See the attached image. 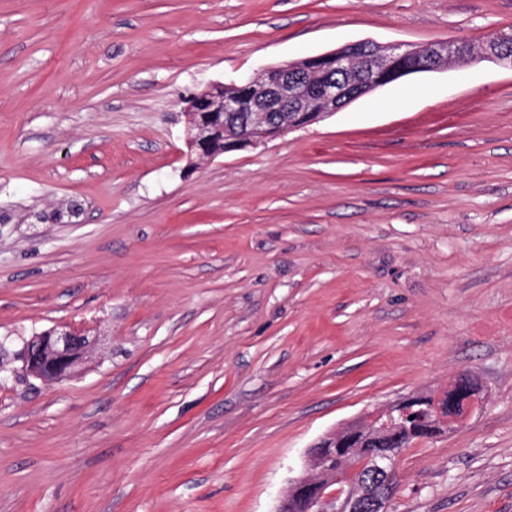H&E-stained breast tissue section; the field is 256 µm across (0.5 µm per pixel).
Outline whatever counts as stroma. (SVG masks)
<instances>
[{"instance_id": "35a3bbf8", "label": "stroma", "mask_w": 512, "mask_h": 512, "mask_svg": "<svg viewBox=\"0 0 512 512\" xmlns=\"http://www.w3.org/2000/svg\"><path fill=\"white\" fill-rule=\"evenodd\" d=\"M512 0H0V512H273L364 413L479 404L388 512H512V71L407 75L191 167L185 101L350 41L483 43ZM80 204L77 222L53 215ZM101 342L90 339L85 330L73 324L56 326L32 336L20 353L21 373L43 383H53L69 377L81 365L92 349ZM454 391H460L462 395L458 413L452 416L446 414L443 405V401L446 397L445 393L442 397L429 400L427 407L428 420H436L441 424L457 422L465 417L469 410L478 402V394L473 386L472 378L466 373L460 374L448 388V393Z\"/></svg>"}]
</instances>
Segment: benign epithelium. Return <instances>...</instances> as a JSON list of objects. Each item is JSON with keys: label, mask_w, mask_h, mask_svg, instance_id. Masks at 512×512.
Listing matches in <instances>:
<instances>
[{"label": "benign epithelium", "mask_w": 512, "mask_h": 512, "mask_svg": "<svg viewBox=\"0 0 512 512\" xmlns=\"http://www.w3.org/2000/svg\"><path fill=\"white\" fill-rule=\"evenodd\" d=\"M479 54L512 70V54L486 44ZM473 55L474 49L461 42L355 41L332 51L268 66L232 83L235 91L231 93H224V85L217 83L193 96L184 112L186 145L199 163L219 156L211 148L216 140L224 141L226 153L264 144L287 131L312 125L404 74L438 70ZM99 342V337L91 338L72 324L50 328L25 342L20 353L21 370L12 373L46 384L62 380L74 373ZM448 391L461 392L458 413L447 415L444 398H432L427 419L441 424L457 422L478 402L472 378L466 373L460 374ZM397 413H403L401 402L375 412L365 420V426L385 429ZM345 437L342 430L331 433L310 449L309 473L291 480L274 512H290L288 504L298 497L307 503L305 512H363L369 503L376 512H386L396 461H371L374 473L384 481L378 487L364 485L356 480L355 468L336 465V445Z\"/></svg>", "instance_id": "obj_1"}]
</instances>
